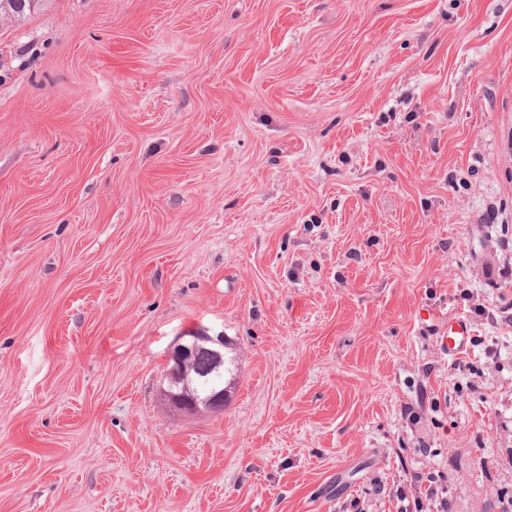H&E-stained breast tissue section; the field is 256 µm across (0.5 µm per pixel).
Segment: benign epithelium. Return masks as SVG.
I'll list each match as a JSON object with an SVG mask.
<instances>
[{
  "label": "benign epithelium",
  "instance_id": "obj_1",
  "mask_svg": "<svg viewBox=\"0 0 512 512\" xmlns=\"http://www.w3.org/2000/svg\"><path fill=\"white\" fill-rule=\"evenodd\" d=\"M229 341L224 332L194 328L180 337L169 355L168 377L174 391L172 402L178 407L195 411L204 406L211 410L224 409V389H203L216 376L224 374V347Z\"/></svg>",
  "mask_w": 512,
  "mask_h": 512
}]
</instances>
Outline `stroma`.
Returning <instances> with one entry per match:
<instances>
[{
    "instance_id": "stroma-1",
    "label": "stroma",
    "mask_w": 512,
    "mask_h": 512,
    "mask_svg": "<svg viewBox=\"0 0 512 512\" xmlns=\"http://www.w3.org/2000/svg\"><path fill=\"white\" fill-rule=\"evenodd\" d=\"M196 327L220 411L167 396ZM438 471L512 512V0L0 16V512H396ZM474 336L470 320L462 314L448 319V336L441 342L448 357H457L467 351Z\"/></svg>"
}]
</instances>
